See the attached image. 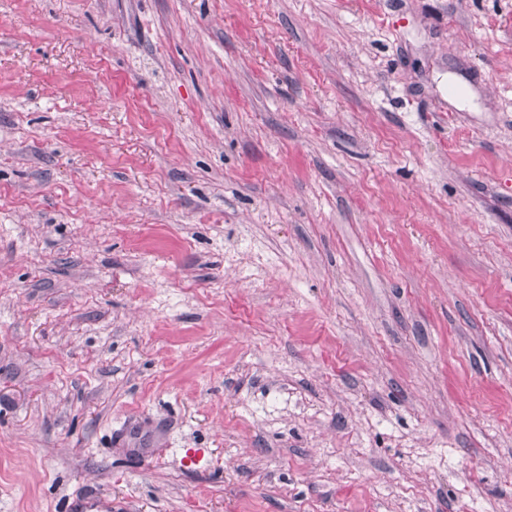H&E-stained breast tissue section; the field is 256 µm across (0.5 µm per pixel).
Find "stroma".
Returning a JSON list of instances; mask_svg holds the SVG:
<instances>
[{"label":"stroma","instance_id":"obj_1","mask_svg":"<svg viewBox=\"0 0 512 512\" xmlns=\"http://www.w3.org/2000/svg\"><path fill=\"white\" fill-rule=\"evenodd\" d=\"M0 512H512V0H0Z\"/></svg>","mask_w":512,"mask_h":512}]
</instances>
